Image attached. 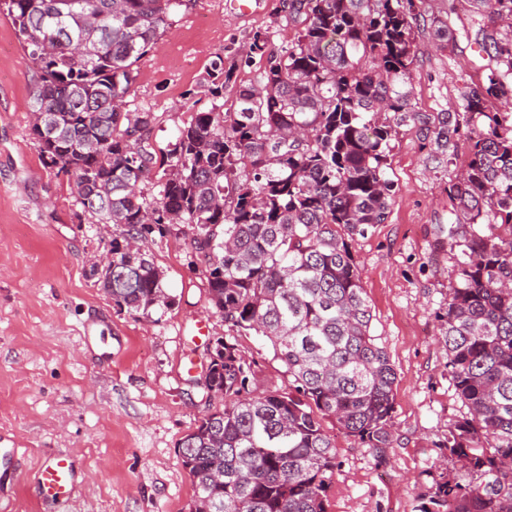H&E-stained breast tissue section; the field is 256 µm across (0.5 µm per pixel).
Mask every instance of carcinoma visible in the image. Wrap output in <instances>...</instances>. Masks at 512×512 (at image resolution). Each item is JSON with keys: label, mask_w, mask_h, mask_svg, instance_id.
<instances>
[{"label": "carcinoma", "mask_w": 512, "mask_h": 512, "mask_svg": "<svg viewBox=\"0 0 512 512\" xmlns=\"http://www.w3.org/2000/svg\"><path fill=\"white\" fill-rule=\"evenodd\" d=\"M183 0H0L39 71V126L55 128L43 164L73 179L98 224H121L94 271L112 302L149 317L172 299L141 241L170 224L193 228L210 302L239 335L265 337L295 394L249 389L237 345L214 341L206 398L224 397L179 444L195 485L192 512H327L337 448L318 415L383 461L393 445L396 372L371 334L372 310L351 241L388 216L397 185L390 142L409 123L439 165L469 144L448 181V224L435 243L461 247L457 281L437 314L448 375L468 413L448 429V456L471 479L446 476L419 512H512V0H468L474 43L488 60L464 87L460 110H414L415 0H288L303 24L275 53L254 32L249 56L266 59L235 106L217 56L206 72L213 103L193 113L161 152L151 112L125 111L138 62ZM84 38L99 52H74ZM436 46L456 33L443 23ZM163 167L156 195L142 185Z\"/></svg>", "instance_id": "obj_1"}]
</instances>
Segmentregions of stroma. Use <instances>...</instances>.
<instances>
[{
  "label": "stroma",
  "mask_w": 512,
  "mask_h": 512,
  "mask_svg": "<svg viewBox=\"0 0 512 512\" xmlns=\"http://www.w3.org/2000/svg\"><path fill=\"white\" fill-rule=\"evenodd\" d=\"M281 51L299 27L282 0H259L242 16L228 0H184L157 49L142 58L126 96L131 112L153 113L151 142L174 141L193 113L210 108L202 84L223 56L237 86L265 67L245 51L255 31ZM412 105L419 112L457 107L480 79L476 46L458 39L437 50L429 27L415 31ZM39 74L11 19L0 14V497L12 512H190L195 491L178 452L181 439L220 398L204 400L189 365H201L210 340L234 339L250 364L254 391L290 392L292 379L260 336H234L209 302L191 226L152 233L143 248L164 273L170 308L141 318L99 288L94 258L109 241L77 203L68 176L46 168L33 133L31 98ZM416 128L391 142L397 185L384 223L352 243L373 319L371 332L396 372L394 444L386 462L325 417L336 473L327 512H417L448 467V427L464 412L448 376L436 314L455 281L460 249H435L433 227L448 221L453 167L429 158ZM15 449L14 460L3 457ZM71 454L79 479L68 503L39 500L32 475L52 453Z\"/></svg>",
  "instance_id": "stroma-1"
}]
</instances>
